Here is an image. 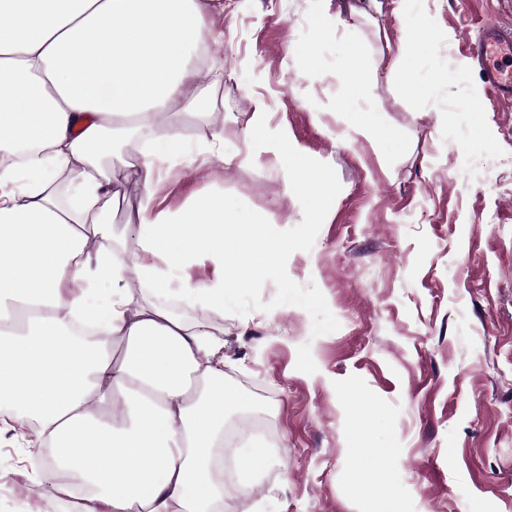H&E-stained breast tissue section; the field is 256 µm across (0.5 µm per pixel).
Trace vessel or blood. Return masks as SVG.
Segmentation results:
<instances>
[{
    "label": "vessel or blood",
    "mask_w": 512,
    "mask_h": 512,
    "mask_svg": "<svg viewBox=\"0 0 512 512\" xmlns=\"http://www.w3.org/2000/svg\"><path fill=\"white\" fill-rule=\"evenodd\" d=\"M467 54L477 62L487 85L503 101H512V68L505 59L512 57V30L498 25L482 26L476 40L466 44Z\"/></svg>",
    "instance_id": "obj_1"
}]
</instances>
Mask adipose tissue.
<instances>
[{"instance_id":"1","label":"adipose tissue","mask_w":512,"mask_h":512,"mask_svg":"<svg viewBox=\"0 0 512 512\" xmlns=\"http://www.w3.org/2000/svg\"><path fill=\"white\" fill-rule=\"evenodd\" d=\"M207 17L202 0H0V412L23 430L26 455L49 448L50 472L66 477L45 512L76 485L89 489L79 512H225L226 499L254 492L225 486L219 462L226 414L242 403L224 384V341L160 301L223 311L228 289L275 273L288 250L223 192L195 194L175 213L153 205L156 160L187 148L175 112L208 121L207 90L223 76L200 66ZM434 42L425 19L406 28L391 76L408 94L421 89L409 61ZM337 67L351 133L387 147L377 112L360 106L372 76L363 44L343 43ZM265 114L256 105L247 139L267 142L322 216L336 191L288 136L267 141ZM116 127L151 136V153L124 170L139 195L134 257L113 248L105 222L118 195L105 167ZM203 260L211 278L171 287L167 273ZM131 273L148 297L127 293ZM77 317L96 320L103 342L78 341ZM350 452L363 462L356 490L379 503L388 450L357 442Z\"/></svg>"}]
</instances>
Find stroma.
Instances as JSON below:
<instances>
[{
  "instance_id": "1",
  "label": "stroma",
  "mask_w": 512,
  "mask_h": 512,
  "mask_svg": "<svg viewBox=\"0 0 512 512\" xmlns=\"http://www.w3.org/2000/svg\"><path fill=\"white\" fill-rule=\"evenodd\" d=\"M343 2L325 13L336 33L308 81L295 48L314 35L313 0H224L208 19L225 77L210 91L215 124L183 116L192 153L157 185L173 212L223 190L293 244L275 275L228 292L223 314H188L224 332V382L245 400L227 423L251 414L272 429L247 506L368 512L350 482L358 436L390 451L388 512H512V102L488 94L465 53L481 26L512 28V0H413L436 36L433 58L415 62L414 97L388 77L404 34L396 0L340 22ZM351 37L376 67L363 103L396 146L386 160L347 139L336 109V60ZM259 102L271 134L290 135L301 162L342 187L322 222H308L273 153L244 142ZM216 126L231 162L199 155ZM357 393L373 413L354 431ZM45 468L0 427V512H40L45 495L31 488Z\"/></svg>"
}]
</instances>
